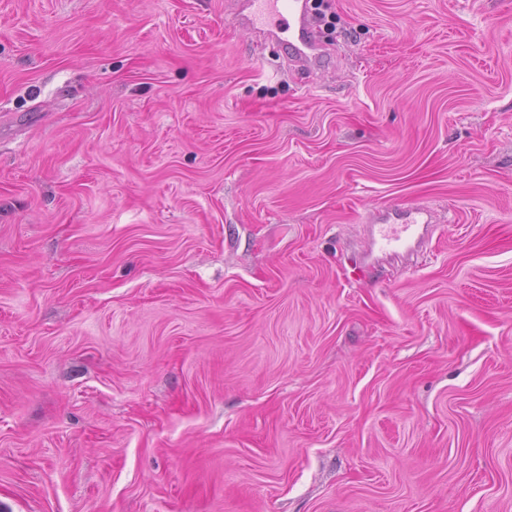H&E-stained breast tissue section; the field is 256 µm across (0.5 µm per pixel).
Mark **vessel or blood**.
<instances>
[{
  "label": "vessel or blood",
  "instance_id": "vessel-or-blood-1",
  "mask_svg": "<svg viewBox=\"0 0 512 512\" xmlns=\"http://www.w3.org/2000/svg\"><path fill=\"white\" fill-rule=\"evenodd\" d=\"M236 20L256 37L286 40L289 55L301 66H317L324 46L309 20L308 0H232ZM427 210L403 211L388 206L370 225L368 245L382 251L399 252L412 247L428 223Z\"/></svg>",
  "mask_w": 512,
  "mask_h": 512
}]
</instances>
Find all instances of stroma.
I'll return each instance as SVG.
<instances>
[{
  "label": "stroma",
  "instance_id": "stroma-1",
  "mask_svg": "<svg viewBox=\"0 0 512 512\" xmlns=\"http://www.w3.org/2000/svg\"><path fill=\"white\" fill-rule=\"evenodd\" d=\"M327 2L0 0V512H512V0ZM235 19L256 37L288 43L289 55L304 67L318 66L324 46L309 20L307 0H233ZM286 38V39H284ZM431 222L428 210L403 211L395 206L385 207L371 222L368 246L393 253L409 250L421 236V225Z\"/></svg>",
  "mask_w": 512,
  "mask_h": 512
}]
</instances>
